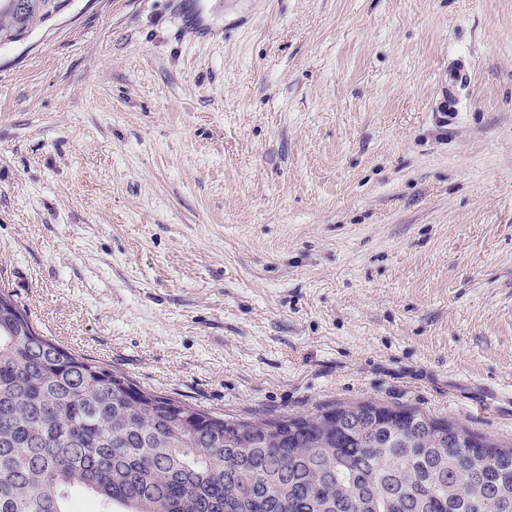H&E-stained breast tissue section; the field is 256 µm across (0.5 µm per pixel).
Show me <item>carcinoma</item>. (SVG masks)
I'll return each mask as SVG.
<instances>
[{"mask_svg":"<svg viewBox=\"0 0 512 512\" xmlns=\"http://www.w3.org/2000/svg\"><path fill=\"white\" fill-rule=\"evenodd\" d=\"M62 0H0V44ZM512 512V445L412 406L260 421L142 389L0 289V512Z\"/></svg>","mask_w":512,"mask_h":512,"instance_id":"carcinoma-1","label":"carcinoma"}]
</instances>
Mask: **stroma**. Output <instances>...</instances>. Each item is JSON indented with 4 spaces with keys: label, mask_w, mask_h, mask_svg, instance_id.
Listing matches in <instances>:
<instances>
[{
    "label": "stroma",
    "mask_w": 512,
    "mask_h": 512,
    "mask_svg": "<svg viewBox=\"0 0 512 512\" xmlns=\"http://www.w3.org/2000/svg\"><path fill=\"white\" fill-rule=\"evenodd\" d=\"M1 287L208 411L512 444V0H74L0 47Z\"/></svg>",
    "instance_id": "35a3bbf8"
}]
</instances>
